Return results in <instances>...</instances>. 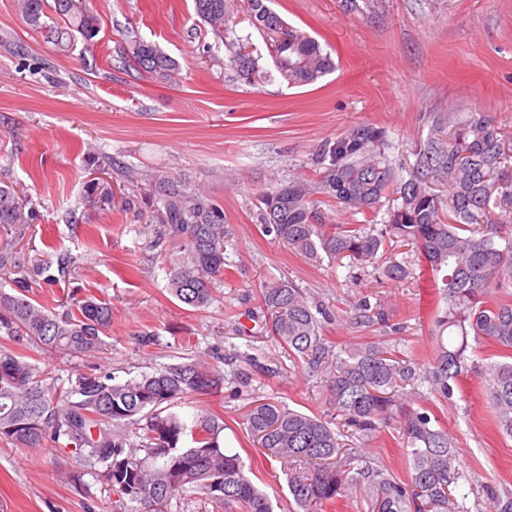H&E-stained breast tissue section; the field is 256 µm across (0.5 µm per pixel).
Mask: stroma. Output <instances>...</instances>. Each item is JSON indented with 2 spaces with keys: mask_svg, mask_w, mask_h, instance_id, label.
<instances>
[{
  "mask_svg": "<svg viewBox=\"0 0 512 512\" xmlns=\"http://www.w3.org/2000/svg\"><path fill=\"white\" fill-rule=\"evenodd\" d=\"M274 0L291 25L316 38L336 63L319 82L281 81L265 37L235 8L228 36L247 43L264 73L238 78L223 42L196 21L193 0H89L101 30L60 50L30 29L17 0H0V180L22 189L36 213L16 248L26 259L68 254L66 276L47 283L28 273L30 295L49 308L75 288L112 305V326L95 363L123 380L198 357L224 373L216 396L174 406L192 418L224 420V445L271 496L275 512H295L288 472L254 446L243 417L257 400L326 419L335 412L326 376H306L265 325L260 287L287 278L328 314L333 345L399 338L419 362L431 358L434 294L427 274L377 282L373 268L315 263L264 235L260 197L293 178L316 180L324 143L371 125L387 135L393 165L412 167L429 115L492 112L512 130V0ZM179 65L175 79L138 72L126 59L135 41ZM163 172L224 210L227 273L208 307L190 309L168 291L180 243L150 225L155 194L148 174ZM380 304L385 323L357 327L361 299ZM156 343L140 347L138 335ZM18 353L68 386L85 362L32 345ZM450 400L420 386L421 402L453 437L470 484L468 512H490L487 490H512V438L495 429L482 379ZM379 465L405 476L398 423L369 443ZM104 467L86 451L40 452L0 440V512H112Z\"/></svg>",
  "mask_w": 512,
  "mask_h": 512,
  "instance_id": "35a3bbf8",
  "label": "stroma"
}]
</instances>
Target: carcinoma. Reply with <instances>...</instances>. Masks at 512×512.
Returning a JSON list of instances; mask_svg holds the SVG:
<instances>
[{
	"label": "carcinoma",
	"instance_id": "cac0c4a2",
	"mask_svg": "<svg viewBox=\"0 0 512 512\" xmlns=\"http://www.w3.org/2000/svg\"><path fill=\"white\" fill-rule=\"evenodd\" d=\"M232 2L193 0V9L222 40ZM246 2L252 25L269 38L277 72L288 84L310 85L334 69L319 42L289 25L268 0ZM18 10L62 49L72 47L76 33L91 42L100 31L88 0H18ZM227 48L238 76L255 81L258 60L243 45ZM132 61L152 76L170 78L178 70L173 58L142 40L133 46ZM385 145L381 129L354 128L323 146L318 180L293 179L261 197L263 231L311 260L326 256L361 269L372 265L378 277L402 282L414 275L409 262L379 266L378 254L393 243L416 247L444 303L433 314V356L420 365L385 341L333 353L319 333L310 297L289 279L263 283L260 302L274 341L312 373L335 360L327 394L336 415L362 440L398 417L409 461L407 478L400 480L347 449L330 421L282 403H256L243 425L266 457L292 469L289 493L302 512L333 505L353 489L372 498L377 512H467L456 497L466 474L448 430L428 406L397 396L419 381L451 399L468 371L472 341L498 349L500 360L476 374L488 381L498 431L512 437V137L489 112H445L433 118L406 178L382 152ZM434 180L448 185L446 198L431 191ZM149 181L158 189L156 223L183 240L169 291L187 307H206L224 277V211L167 175L157 172ZM323 197L363 215L365 223H333L319 210ZM26 205L13 185L0 186L1 234H26L34 220ZM25 267V256L0 247L1 274ZM15 286L14 293L0 290V336L70 357L102 352L111 304L74 291L60 313L27 295L26 278ZM378 317L364 304L352 320L370 327ZM223 385L219 368L198 357L124 381L94 366L64 389L37 364L1 348L0 439L34 451L62 439L89 448L106 465L104 477L116 496L113 512H168L172 500L198 492L223 512H273L270 495L245 473L240 453L224 447L220 416L201 410L189 428L170 412L190 396L221 392Z\"/></svg>",
	"mask_w": 512,
	"mask_h": 512
}]
</instances>
